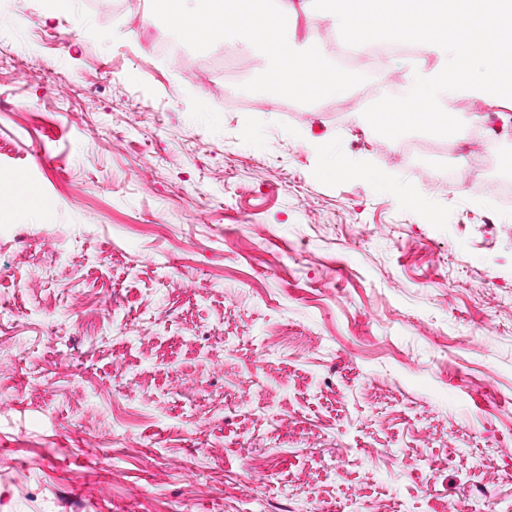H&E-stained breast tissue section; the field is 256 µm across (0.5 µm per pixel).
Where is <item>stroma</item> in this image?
<instances>
[{
    "instance_id": "35a3bbf8",
    "label": "stroma",
    "mask_w": 512,
    "mask_h": 512,
    "mask_svg": "<svg viewBox=\"0 0 512 512\" xmlns=\"http://www.w3.org/2000/svg\"><path fill=\"white\" fill-rule=\"evenodd\" d=\"M89 2L0 0V512L512 504L497 191L388 165L362 107L243 90L251 53L186 77L151 0Z\"/></svg>"
}]
</instances>
